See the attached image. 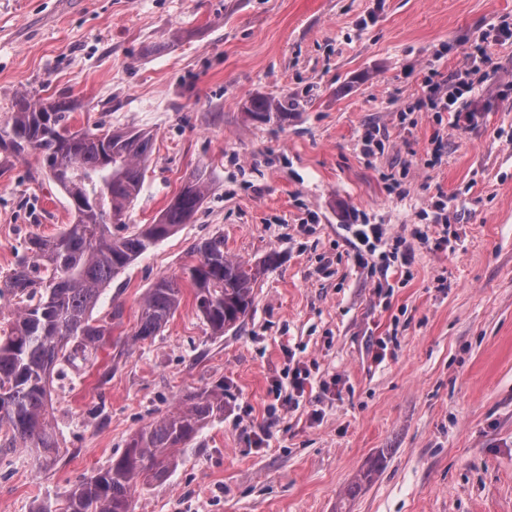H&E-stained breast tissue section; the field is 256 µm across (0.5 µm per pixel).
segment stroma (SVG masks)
<instances>
[{
	"instance_id": "obj_1",
	"label": "stroma",
	"mask_w": 512,
	"mask_h": 512,
	"mask_svg": "<svg viewBox=\"0 0 512 512\" xmlns=\"http://www.w3.org/2000/svg\"><path fill=\"white\" fill-rule=\"evenodd\" d=\"M479 44L490 62L455 105L471 121L417 108L427 76L463 71ZM18 91L66 97L74 130L153 134L126 223H154L196 173L209 191L105 289L109 342L51 385L59 457L1 452L0 512H62L66 487L219 382L223 414L164 480L138 481L133 512H512V0H0V123ZM256 93L300 106L254 122ZM439 199L444 249L414 235ZM71 221L40 156L0 151V277ZM354 224L406 239L409 272L358 266ZM213 235L257 272L244 325L221 337L182 276ZM161 276L181 303L131 343ZM298 364L313 387L295 407ZM311 371L307 367L297 365L288 369V404L299 406V398L303 397L307 384L310 383Z\"/></svg>"
}]
</instances>
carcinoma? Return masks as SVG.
<instances>
[{"mask_svg":"<svg viewBox=\"0 0 512 512\" xmlns=\"http://www.w3.org/2000/svg\"><path fill=\"white\" fill-rule=\"evenodd\" d=\"M300 100L253 94L243 103L255 122H288ZM64 98L43 103L15 94L11 116L0 125V148L36 153L52 182L66 195L73 224L54 237L31 235L26 256L0 279V298L13 306L9 328L0 331V448H28L40 465L59 454L48 413L53 375L79 367L105 345L110 328L92 313L106 287L158 242L198 212L208 191L199 174L184 183L153 224L123 221L145 179L153 136L144 131H71ZM198 263L188 268L197 311L215 336L239 328L254 304L256 273L249 263L224 255V237L191 247ZM181 302L174 278L162 276L147 289L132 341L157 336ZM224 413V384L186 396L184 406L156 417L134 435L104 468L72 484L63 512H130L140 478H161L176 463L175 449L191 441L210 418Z\"/></svg>","mask_w":512,"mask_h":512,"instance_id":"carcinoma-1","label":"carcinoma"}]
</instances>
